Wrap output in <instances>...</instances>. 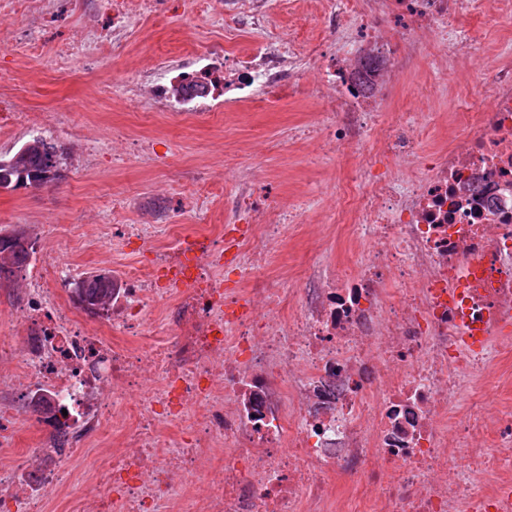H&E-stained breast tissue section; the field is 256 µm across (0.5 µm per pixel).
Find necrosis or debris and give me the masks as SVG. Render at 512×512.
I'll list each match as a JSON object with an SVG mask.
<instances>
[{"label":"necrosis or debris","mask_w":512,"mask_h":512,"mask_svg":"<svg viewBox=\"0 0 512 512\" xmlns=\"http://www.w3.org/2000/svg\"><path fill=\"white\" fill-rule=\"evenodd\" d=\"M483 8L345 0L322 14L339 38L310 59L321 73L313 93L333 91L340 112L298 136L351 147L366 168L390 158L414 175L365 179L347 221L372 249L354 267L314 272L298 312L283 314L268 262L271 244L307 216L274 211L248 179L233 190L239 223L198 235L196 277L161 288L149 269L126 267L104 329L55 299L51 282L72 269L37 252L8 291L24 345L0 341L7 512H49L57 493L68 512H180L187 493L194 512H335L336 474L369 494L370 512H512L503 465L512 411L498 426L497 454L484 449L479 414L503 344L459 343L460 313L448 304L471 262L512 266V60L486 65L457 27ZM422 46L443 69L471 62L492 100L426 166L409 120L371 137L409 51ZM299 80L296 53L274 36L224 62L225 90L245 83L269 104ZM155 313L164 333L150 329ZM36 400L47 433L21 453L12 433ZM173 429L189 441L173 445ZM97 449L104 458L79 481L72 459ZM463 467L468 475L448 482ZM473 472L487 492L472 493Z\"/></svg>","instance_id":"obj_1"}]
</instances>
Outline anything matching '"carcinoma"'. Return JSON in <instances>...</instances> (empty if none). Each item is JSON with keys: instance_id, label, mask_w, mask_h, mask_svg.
I'll return each mask as SVG.
<instances>
[{"instance_id": "cac0c4a2", "label": "carcinoma", "mask_w": 512, "mask_h": 512, "mask_svg": "<svg viewBox=\"0 0 512 512\" xmlns=\"http://www.w3.org/2000/svg\"><path fill=\"white\" fill-rule=\"evenodd\" d=\"M212 83L208 76L185 74L177 83L162 89V95L179 106L211 93ZM64 149L54 141L34 136L13 155L0 157V189L41 187L61 178ZM32 242L22 226L13 228L10 236L0 238V284L10 279L19 265L29 260ZM71 297L76 305L91 316L97 315L112 299V275L106 272L92 273L74 283Z\"/></svg>"}]
</instances>
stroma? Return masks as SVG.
<instances>
[{"label":"stroma","instance_id":"1","mask_svg":"<svg viewBox=\"0 0 512 512\" xmlns=\"http://www.w3.org/2000/svg\"><path fill=\"white\" fill-rule=\"evenodd\" d=\"M316 0H271L269 28L293 40L298 53L321 47L329 34ZM112 24L109 0H0V156L12 155L34 134L28 115L65 148L63 177L19 190H0V228L24 226L36 235L51 227L47 246L81 271L150 265L152 256L132 243L112 257L101 238L106 224L157 225L158 243H168L167 225L231 220L224 198L206 216L177 206L179 197L203 184L230 186L254 177L256 193H271L308 210L310 221L290 227L273 246L269 274L299 306L315 266H353L357 252L333 221L341 187L360 174L359 159L336 155L320 140H299L297 126L331 111L329 98H315L319 79L304 67L301 82L286 90L276 108L226 103L223 91L178 106L159 94L180 73L223 69L224 54L259 42L261 31H228L218 7L199 0H159L155 13L123 25L116 49L68 58L60 47L89 39ZM460 30L476 39L485 56L512 58V21H503L493 0L461 19ZM455 85L458 99L429 95L441 81ZM476 110L469 87L439 70L430 52L415 58L382 104L386 117L411 120L421 134V155L432 160L457 121L437 122V112ZM147 136L151 153L140 157L135 139ZM122 206H114V199Z\"/></svg>","mask_w":512,"mask_h":512}]
</instances>
